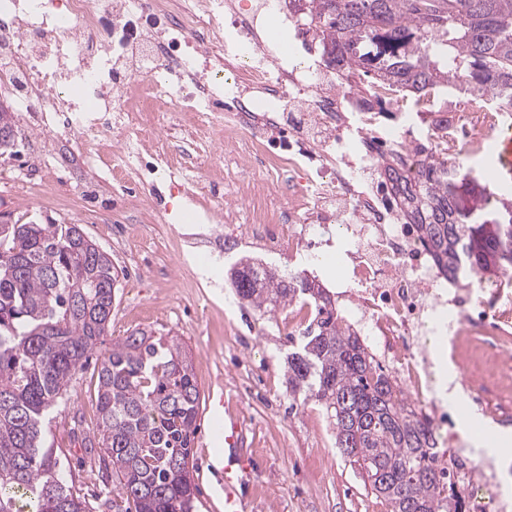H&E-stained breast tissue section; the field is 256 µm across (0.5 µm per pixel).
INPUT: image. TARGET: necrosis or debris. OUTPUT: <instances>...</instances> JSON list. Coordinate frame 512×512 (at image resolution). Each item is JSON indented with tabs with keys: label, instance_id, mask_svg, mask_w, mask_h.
<instances>
[{
	"label": "necrosis or debris",
	"instance_id": "1",
	"mask_svg": "<svg viewBox=\"0 0 512 512\" xmlns=\"http://www.w3.org/2000/svg\"><path fill=\"white\" fill-rule=\"evenodd\" d=\"M269 0H0V87L19 86L24 127L72 137L88 164L119 165L151 183L158 169L185 193L183 164L162 130L183 124L208 139L234 131L264 177L233 186L243 212L215 193L200 222L223 216L224 236L296 257L323 225H336L352 265L349 293L370 341L410 406L443 433L435 450L459 449L471 479L465 512H512V456H487L455 432L421 330L438 334L456 382L500 429L512 428V290L463 270L443 282L407 216L400 188L424 162L461 167L512 114L471 99L401 120L398 93L323 72L300 58L301 38L266 39ZM366 96L359 110L349 101ZM288 177V209L272 200Z\"/></svg>",
	"mask_w": 512,
	"mask_h": 512
}]
</instances>
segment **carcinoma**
Returning <instances> with one entry per match:
<instances>
[{
    "label": "carcinoma",
    "mask_w": 512,
    "mask_h": 512,
    "mask_svg": "<svg viewBox=\"0 0 512 512\" xmlns=\"http://www.w3.org/2000/svg\"><path fill=\"white\" fill-rule=\"evenodd\" d=\"M324 64L414 95L489 88L512 99V0H297ZM445 161L404 188L413 224L440 273L512 269V200L490 194L491 220L462 206ZM119 272L78 224H0V512H122L74 491L42 432L78 369L103 343ZM235 293L263 313L299 299L315 325L288 353V394L313 400L333 425L334 446L358 467L390 512H459L463 484L429 452L436 437L390 375L308 275L247 262L231 274ZM200 390L176 337L134 331L100 358L97 444L135 512H194L189 471Z\"/></svg>",
    "instance_id": "obj_1"
}]
</instances>
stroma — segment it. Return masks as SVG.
<instances>
[{
	"label": "stroma",
	"mask_w": 512,
	"mask_h": 512,
	"mask_svg": "<svg viewBox=\"0 0 512 512\" xmlns=\"http://www.w3.org/2000/svg\"><path fill=\"white\" fill-rule=\"evenodd\" d=\"M25 138L24 150L0 157V214L81 225L110 254L119 283L104 348L143 329L179 337L192 356L201 393L189 464L195 512H224V470L214 464L224 450L214 438L211 409L219 397L225 410L247 425L244 453L251 466L241 489L244 512H388L387 503L366 488L357 468L335 448L333 426L321 406L295 403L288 395V340L300 337L301 329L289 328L287 310L261 315L230 288L229 261L251 255V248L232 241L223 246L222 256L199 257L196 241L222 232L224 224L194 223L185 197L177 194L162 199L167 221L153 225L152 245L142 247L137 229L143 214L127 203L134 184L114 180L106 193L96 194L92 169L63 138L46 132H29ZM164 142L171 153H186L194 179L203 176L217 149L189 125L170 130ZM41 156L47 159L45 168L26 171L42 192L21 202L12 174ZM335 254L334 248L321 245L297 267L315 276L344 320L355 325L359 316L344 285L337 282L335 269L322 262L323 256ZM97 396L98 365L92 361L73 377L66 405L50 413L44 427L68 485L85 496L113 498L119 493L117 483L85 464L81 444L96 433Z\"/></svg>",
	"instance_id": "obj_1"
}]
</instances>
